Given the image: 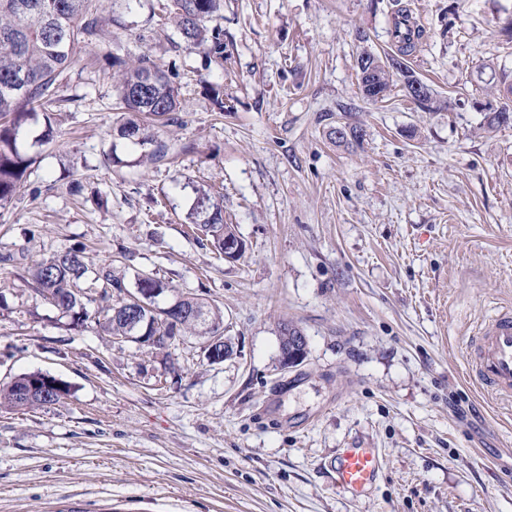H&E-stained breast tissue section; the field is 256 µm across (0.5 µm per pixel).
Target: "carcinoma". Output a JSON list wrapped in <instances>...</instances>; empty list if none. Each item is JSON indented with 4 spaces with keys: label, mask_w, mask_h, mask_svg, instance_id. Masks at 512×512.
Here are the masks:
<instances>
[{
    "label": "carcinoma",
    "mask_w": 512,
    "mask_h": 512,
    "mask_svg": "<svg viewBox=\"0 0 512 512\" xmlns=\"http://www.w3.org/2000/svg\"><path fill=\"white\" fill-rule=\"evenodd\" d=\"M223 0H168L167 23L179 39L177 46L188 52L201 51L224 66V28L217 23ZM407 14L399 12L393 20L392 36L398 55L382 59L362 53L357 64L359 84L377 85L387 93L393 76L403 77L405 89L419 82L403 62L415 48L411 31L405 27ZM114 19L103 14L100 0H0V208L10 204L23 186L27 168L33 158L24 150V139L37 111L53 112L77 98L63 94L68 72L90 54L92 45L112 27ZM106 65L117 76L116 99L122 109L113 133L142 152L139 162L170 163L173 157L169 144L159 138L155 129L180 122L181 87L176 70L165 71L149 54L139 55L128 63L122 48L106 57ZM512 122V108L505 105L488 113L486 127L497 128ZM336 142L352 143L363 139L364 130L357 125H345L344 131H334ZM196 223L198 241L219 254H224V239L237 234L224 223L222 206L207 191H198ZM34 291L60 314L83 327L91 318L107 335L128 336L131 329L126 321L125 303L128 295L141 284L149 288L168 287L146 271L134 274V285L126 276L116 273L112 265L96 267L88 264L82 248L43 258L24 268ZM180 310L169 320L160 313H150L152 323L142 321L143 336L194 337L206 343L208 332L204 323L219 326L224 312L214 302L193 294H176ZM97 302V310L89 314L86 303ZM200 311L205 321L194 315ZM38 381L41 392L27 397L24 391ZM69 385L47 373L30 372L14 378L0 387V407L32 409L54 405L68 396Z\"/></svg>",
    "instance_id": "cac0c4a2"
}]
</instances>
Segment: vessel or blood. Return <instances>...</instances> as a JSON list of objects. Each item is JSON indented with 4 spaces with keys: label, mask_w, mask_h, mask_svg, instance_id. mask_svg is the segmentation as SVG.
<instances>
[{
    "label": "vessel or blood",
    "mask_w": 512,
    "mask_h": 512,
    "mask_svg": "<svg viewBox=\"0 0 512 512\" xmlns=\"http://www.w3.org/2000/svg\"><path fill=\"white\" fill-rule=\"evenodd\" d=\"M474 356L467 375L499 396L512 397V311L499 312L472 339ZM338 485L354 494L372 488L383 471L373 448H345L330 466Z\"/></svg>",
    "instance_id": "vessel-or-blood-1"
}]
</instances>
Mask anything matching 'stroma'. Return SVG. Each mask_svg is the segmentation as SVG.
Wrapping results in <instances>:
<instances>
[{"label":"stroma","mask_w":512,"mask_h":512,"mask_svg":"<svg viewBox=\"0 0 512 512\" xmlns=\"http://www.w3.org/2000/svg\"><path fill=\"white\" fill-rule=\"evenodd\" d=\"M165 2L104 0L112 32L68 76L82 103L51 143L31 123L34 163L0 208V384L42 371L72 387L0 408V512H512V398L465 376L470 336L512 308V124L484 126L508 102L512 0H224L220 68L170 42ZM401 8L423 30L405 62L427 106L398 76L379 100L358 88L362 52L396 54ZM118 42L180 73L181 123L161 131L177 166L138 164L112 136L101 64ZM345 123L361 145L330 138ZM203 188L239 259L189 230ZM80 244L90 264L218 301L223 362L47 306L24 267ZM282 322L308 340L287 370ZM344 448L384 455L365 496L329 471Z\"/></svg>","instance_id":"stroma-1"}]
</instances>
